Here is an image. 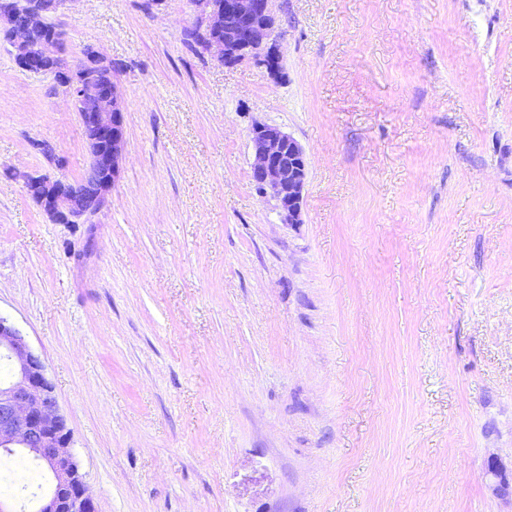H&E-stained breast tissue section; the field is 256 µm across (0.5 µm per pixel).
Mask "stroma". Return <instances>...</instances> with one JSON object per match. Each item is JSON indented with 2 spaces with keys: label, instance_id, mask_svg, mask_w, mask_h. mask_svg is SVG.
<instances>
[{
  "label": "stroma",
  "instance_id": "35a3bbf8",
  "mask_svg": "<svg viewBox=\"0 0 512 512\" xmlns=\"http://www.w3.org/2000/svg\"><path fill=\"white\" fill-rule=\"evenodd\" d=\"M283 75L198 55L188 0H68L112 61L120 175L54 224L80 118L0 43V315L98 512H512V0H277ZM304 148L303 221L250 178ZM50 143L55 159L34 149ZM250 134L254 153L251 181L260 193L276 201L281 223H302L303 191L309 172L304 149L276 125L255 124Z\"/></svg>",
  "mask_w": 512,
  "mask_h": 512
}]
</instances>
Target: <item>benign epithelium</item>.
I'll return each mask as SVG.
<instances>
[{
    "instance_id": "obj_1",
    "label": "benign epithelium",
    "mask_w": 512,
    "mask_h": 512,
    "mask_svg": "<svg viewBox=\"0 0 512 512\" xmlns=\"http://www.w3.org/2000/svg\"><path fill=\"white\" fill-rule=\"evenodd\" d=\"M275 0H190L194 32L202 50L224 65L253 59L279 70ZM17 65L50 73L57 89L78 109L90 157L89 176L75 182L28 175L25 188L55 224H88L105 206L120 170L125 146V98L112 78V60L87 47L77 63L64 57L62 30L48 21L39 0H0V42ZM250 178L276 201L283 224H301L309 162L302 146L276 125L251 129ZM0 357L12 372L0 383V451L22 454L48 476L36 512H98L95 496L79 473L72 434L41 358L8 318L0 315Z\"/></svg>"
}]
</instances>
